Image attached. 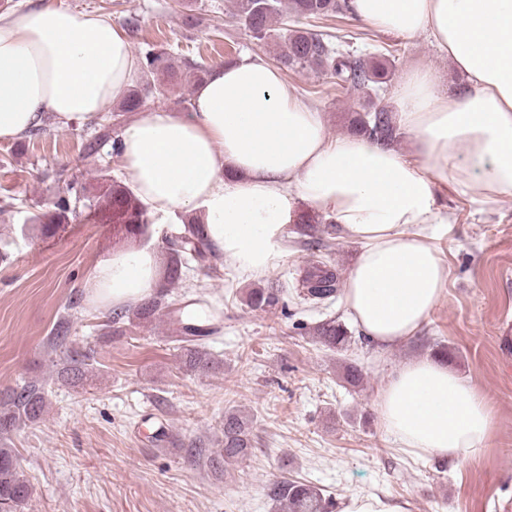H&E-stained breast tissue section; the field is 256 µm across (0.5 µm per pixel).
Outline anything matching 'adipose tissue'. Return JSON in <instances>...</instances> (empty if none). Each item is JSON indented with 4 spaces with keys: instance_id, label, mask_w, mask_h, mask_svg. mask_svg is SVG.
<instances>
[{
    "instance_id": "ef3b65f1",
    "label": "adipose tissue",
    "mask_w": 512,
    "mask_h": 512,
    "mask_svg": "<svg viewBox=\"0 0 512 512\" xmlns=\"http://www.w3.org/2000/svg\"><path fill=\"white\" fill-rule=\"evenodd\" d=\"M379 33L429 35L463 78L443 89L435 71L409 68L394 95L409 150L356 134L329 136L323 112L278 69L244 57L211 69L191 110L151 112L119 142L121 177L153 223L191 216L217 252L251 277L284 255L298 202L338 224L362 249L345 279L344 306L378 347L407 342L445 291L435 245L450 223L441 194L488 205L512 198V0H350ZM125 33L102 15L63 5L0 14V141L95 118L133 83ZM163 284L150 247L97 261L88 304L109 312ZM380 425L406 453L458 464L489 448L497 417L487 396L445 362L406 360L376 397Z\"/></svg>"
}]
</instances>
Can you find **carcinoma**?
Segmentation results:
<instances>
[{"instance_id":"1","label":"carcinoma","mask_w":512,"mask_h":512,"mask_svg":"<svg viewBox=\"0 0 512 512\" xmlns=\"http://www.w3.org/2000/svg\"><path fill=\"white\" fill-rule=\"evenodd\" d=\"M346 9L338 0H233V17L246 34L261 43L278 31L282 41L280 63L298 72H313L336 79V85L361 89L368 97V105L353 119L350 131L368 136L381 145L389 147L399 138V129L391 111L378 101L376 92L386 83L391 74L390 60L384 53L376 56H357L341 42H333V36L302 27H288L287 16L307 21H318ZM144 76L155 74L166 76L168 82L178 84L191 77L202 81L210 70L201 65H191L181 70L168 62L166 53L153 49L145 50L140 59ZM56 211L44 216L45 224H61L70 213V200L61 197L55 204ZM108 210L112 223L121 224L130 236L145 233L149 220L145 207L124 185L112 184L104 207H95L89 215ZM163 245L168 255L165 280L170 286L179 283L182 275V259L192 258L202 268H211L216 249L209 243L202 224H185L179 232L164 237ZM337 277L334 270L320 262L310 267L302 278L304 302L322 304L336 296ZM278 288H254L247 295V304L254 310H266L279 301ZM167 310L176 317L180 328L177 342L181 344L184 364L188 371L206 374L215 362L205 348V338L218 332L213 323L195 319L189 304L172 297L166 289L139 303L132 311L134 318L147 320L157 312ZM321 343L328 347L344 346L347 331L336 321L325 322L315 328ZM93 350L88 348L70 357L57 371L64 381L82 379ZM46 404L45 389L33 382L25 383L8 391L0 398V436L7 435L18 426L37 419ZM254 448L250 420L238 411L224 413V448L210 458L215 468L235 463L246 458ZM33 494L31 485L20 471L15 450L0 446V512H20ZM267 496L276 512H333L335 502L323 490L311 484L288 480H275L268 486Z\"/></svg>"}]
</instances>
